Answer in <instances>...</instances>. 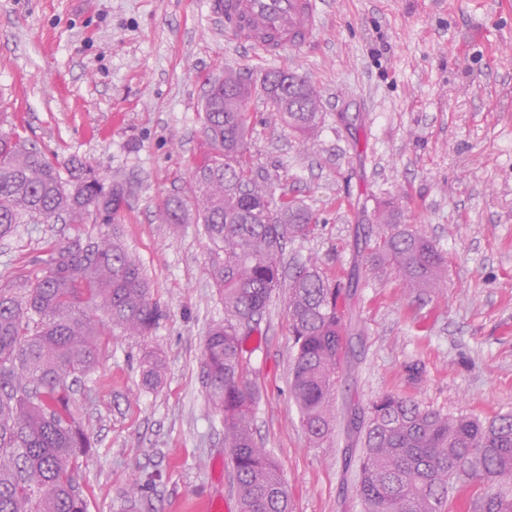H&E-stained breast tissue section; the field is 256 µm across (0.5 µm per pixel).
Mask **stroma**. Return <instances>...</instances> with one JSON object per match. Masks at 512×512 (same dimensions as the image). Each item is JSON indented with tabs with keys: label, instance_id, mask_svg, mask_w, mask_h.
Instances as JSON below:
<instances>
[{
	"label": "stroma",
	"instance_id": "stroma-1",
	"mask_svg": "<svg viewBox=\"0 0 512 512\" xmlns=\"http://www.w3.org/2000/svg\"><path fill=\"white\" fill-rule=\"evenodd\" d=\"M312 42L271 58L231 41L207 0H0V132L59 160L91 158L126 188L120 228L164 316L147 336L104 337L73 395L93 446L77 481L88 512H198L211 495L238 512L224 423L206 397L205 338L224 319L209 274L217 249L197 223H159L193 193L208 146L202 102L232 69L298 73L319 90L307 138L251 102L256 179L310 209L320 228L287 242L354 283L336 415L387 392L488 419L512 412V0H318ZM432 240L448 275L407 290L371 262L384 207ZM96 224H22L0 240V278L34 274L47 240L98 236ZM248 342L259 389L254 436L279 465L291 512H361L352 440L336 426L315 447L291 396L288 290L277 289ZM160 353L157 388L142 383ZM420 362L409 383L405 367ZM142 382L148 388L156 387L162 379L164 362L162 357L154 351L147 352L141 362Z\"/></svg>",
	"mask_w": 512,
	"mask_h": 512
}]
</instances>
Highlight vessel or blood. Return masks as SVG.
<instances>
[{
    "mask_svg": "<svg viewBox=\"0 0 512 512\" xmlns=\"http://www.w3.org/2000/svg\"><path fill=\"white\" fill-rule=\"evenodd\" d=\"M210 5L233 40L269 56L308 44L319 24L317 0H210Z\"/></svg>",
    "mask_w": 512,
    "mask_h": 512,
    "instance_id": "b4317fda",
    "label": "vessel or blood"
}]
</instances>
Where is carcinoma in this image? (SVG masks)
I'll return each instance as SVG.
<instances>
[{
  "label": "carcinoma",
  "instance_id": "1",
  "mask_svg": "<svg viewBox=\"0 0 512 512\" xmlns=\"http://www.w3.org/2000/svg\"><path fill=\"white\" fill-rule=\"evenodd\" d=\"M264 95L270 110L303 136L319 122L320 95L308 80L274 70ZM242 74L204 97L202 132L210 151L193 172L194 196L169 199L163 224H185L195 209L208 239L223 253L210 275L224 322L205 339L206 394L224 420V448L235 477L239 512H289L283 476L254 438L258 391L248 378L244 343L260 333L272 293L288 281V320L296 352L290 382L310 442L320 445L335 421V385L344 345L341 286L315 262L286 270L283 245L306 239L318 224L295 200L250 177L246 158L248 96ZM125 189L105 184L98 165L59 163L14 132H0V239L19 224H101L103 249L81 236L47 242L39 272L0 282V512H87L73 471L92 443L72 409L73 387L99 363L105 313L112 330L147 336L162 317L139 260L117 231ZM373 258L389 263L409 288H437L447 277L435 244L398 221L379 217ZM148 388L162 379L154 351L141 362ZM347 432L362 438L355 470L364 512H512V413L483 421L420 407L398 393L352 411ZM474 487L478 494L460 498Z\"/></svg>",
  "mask_w": 512,
  "mask_h": 512
}]
</instances>
